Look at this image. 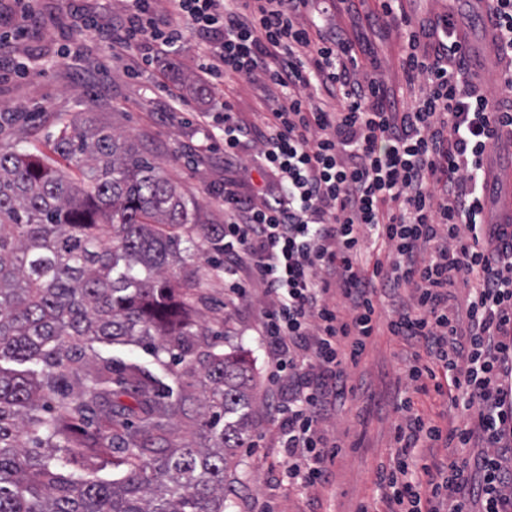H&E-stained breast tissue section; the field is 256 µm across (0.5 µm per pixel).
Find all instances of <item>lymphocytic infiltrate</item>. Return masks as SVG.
Segmentation results:
<instances>
[{"instance_id": "1", "label": "lymphocytic infiltrate", "mask_w": 512, "mask_h": 512, "mask_svg": "<svg viewBox=\"0 0 512 512\" xmlns=\"http://www.w3.org/2000/svg\"><path fill=\"white\" fill-rule=\"evenodd\" d=\"M344 2L127 0L109 37L123 50L204 36L202 73L266 93L257 125L223 103L225 162L252 153L264 182L244 196L225 181L220 238L225 304L255 288L266 300L256 333L278 395L282 482L299 493L329 483L341 445L323 422L384 295L407 288L385 328L423 346L407 369L414 393L449 397L461 421L441 427L400 400L376 473L388 512H512V230L484 213L498 194L486 147L512 134V0H485L486 51L454 12L415 20L403 0H375L376 19L402 26L403 98L327 22ZM369 242L384 258L366 255ZM460 280L471 285L463 320L448 306ZM438 444L446 457L424 458Z\"/></svg>"}]
</instances>
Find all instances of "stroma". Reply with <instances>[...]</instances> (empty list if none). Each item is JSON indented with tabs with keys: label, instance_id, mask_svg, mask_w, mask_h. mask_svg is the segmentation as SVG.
I'll return each instance as SVG.
<instances>
[{
	"label": "stroma",
	"instance_id": "stroma-1",
	"mask_svg": "<svg viewBox=\"0 0 512 512\" xmlns=\"http://www.w3.org/2000/svg\"><path fill=\"white\" fill-rule=\"evenodd\" d=\"M453 8L466 26L469 38L481 42L477 0H405L406 12L425 18ZM124 12L122 0H41L39 21L26 24L10 14L0 24L5 29L25 27L27 35L15 51L0 56V143L23 141L44 146L59 120L77 113H92L98 123L137 144L179 188L196 198L205 223L202 259L187 266H172L179 280L188 282L195 312L201 313L214 334L223 336L224 352L244 357L250 367L253 390L261 407L251 417V448L237 451L238 467L230 484L231 512H251L255 497L277 502L280 512H384L375 486L376 470L393 450V431L399 419L395 403L407 389L405 370L418 349L415 342L389 336L379 329L358 364L351 367L346 396L330 411L324 424L339 439L342 450L331 465V479L311 494L285 491L276 482L283 451L259 446L261 435L275 427L267 404V357L253 329L266 301L261 292L232 307L224 305V271L212 233L224 224L220 191L225 180L239 183L240 194H250L261 178L249 159L234 167L224 165V152L202 150L204 130L195 113L202 108L218 111L231 99L240 118L258 121L263 92L256 83L239 78L209 85L198 95L192 82L204 47L200 39L186 36L168 48L161 62L143 68V53L155 50L151 39L127 52H113L105 35L92 34L88 18L106 24ZM349 34L363 36L374 47L378 72L390 90L404 79L398 64L399 31L394 24L368 27L361 4L340 15ZM25 62L29 75L18 79L12 71ZM187 101L184 111L170 109L168 91Z\"/></svg>",
	"mask_w": 512,
	"mask_h": 512
}]
</instances>
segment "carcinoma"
<instances>
[{"label":"carcinoma","instance_id":"obj_1","mask_svg":"<svg viewBox=\"0 0 512 512\" xmlns=\"http://www.w3.org/2000/svg\"><path fill=\"white\" fill-rule=\"evenodd\" d=\"M51 151L0 144V512H224L256 398L168 273L198 202L90 112ZM122 343L154 369L101 354ZM174 416L207 443L173 446Z\"/></svg>","mask_w":512,"mask_h":512}]
</instances>
